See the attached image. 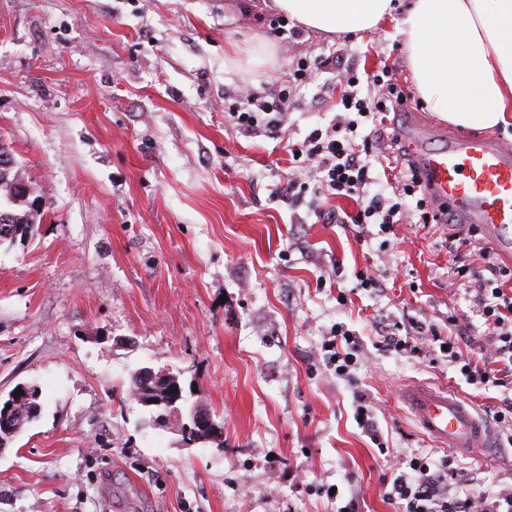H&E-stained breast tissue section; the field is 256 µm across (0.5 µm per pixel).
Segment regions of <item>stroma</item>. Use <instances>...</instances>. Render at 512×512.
<instances>
[{"mask_svg":"<svg viewBox=\"0 0 512 512\" xmlns=\"http://www.w3.org/2000/svg\"><path fill=\"white\" fill-rule=\"evenodd\" d=\"M271 15L265 0H0V144L42 197L32 239L0 244V398L25 383L40 402L0 448V512H338L352 498L395 512L393 460L446 454L404 385L448 388L491 424L501 389L383 351L372 329L453 315L482 344L473 296L448 272L465 225L359 233L314 215L352 200L292 207L277 193L289 141L334 118L335 74L297 87L278 137L224 114L225 91L265 92L333 53L362 73L392 66L412 101L399 131L446 145L463 131L417 95L401 15L343 39L292 22L284 40ZM365 269L385 293L354 289ZM337 322L363 338L387 453L357 428L353 386L323 364ZM144 366L180 374L188 400L222 419L223 448L149 424L130 391ZM451 456L457 491L512 488L511 445Z\"/></svg>","mask_w":512,"mask_h":512,"instance_id":"1","label":"stroma"}]
</instances>
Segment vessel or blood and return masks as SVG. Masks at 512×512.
<instances>
[{
  "instance_id": "1",
  "label": "vessel or blood",
  "mask_w": 512,
  "mask_h": 512,
  "mask_svg": "<svg viewBox=\"0 0 512 512\" xmlns=\"http://www.w3.org/2000/svg\"><path fill=\"white\" fill-rule=\"evenodd\" d=\"M426 196L452 205L462 223L480 225L501 252L512 250V154L495 141L462 137L437 149L421 135L405 134ZM420 428L441 447L469 452L484 438L471 404L445 388L410 384L402 392Z\"/></svg>"
}]
</instances>
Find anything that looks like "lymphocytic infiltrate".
<instances>
[{
  "label": "lymphocytic infiltrate",
  "instance_id": "f902f5d3",
  "mask_svg": "<svg viewBox=\"0 0 512 512\" xmlns=\"http://www.w3.org/2000/svg\"><path fill=\"white\" fill-rule=\"evenodd\" d=\"M336 72L341 89L335 104L341 122L326 128H314L300 141L289 143L291 177L283 190L289 200L312 194L315 197L348 198L357 202L354 212L340 213L318 210L316 216L326 223L350 224L363 227L378 225L381 231L395 232L398 224L453 223L452 208L437 212L424 194L414 166L399 169V184L395 196H387L379 173L374 166V152L381 142L397 144L396 134L387 133L384 123L387 114L397 112L405 99L404 91L393 80L390 69L359 77L354 68L346 66L337 56L298 61L293 68L297 81H305L313 72ZM293 103V92L277 88L258 96L247 95L245 101H233L227 119L239 130L263 131L277 135L284 113ZM366 125V134H358L359 125ZM469 238L455 235L450 239L449 261L459 277L465 278L467 288L474 294L484 317L487 344L480 357L464 353L461 343L467 336L466 327L456 317L443 324L425 325L416 321H398L380 325L376 333L387 350L410 357L420 354L413 344V334H426L441 347L442 357L456 363L461 374L473 384H492L509 390L492 413L493 421L512 431V268L500 264L493 252L480 250L484 271L470 274L463 263L470 256ZM358 336L334 324L321 350L327 365L338 378L354 381L360 364ZM406 472L396 476L388 498L398 512H512V492L495 496L474 497L452 493L458 473L450 461H434L431 456H411L406 460Z\"/></svg>",
  "mask_w": 512,
  "mask_h": 512
}]
</instances>
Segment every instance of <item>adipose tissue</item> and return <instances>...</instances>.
I'll return each mask as SVG.
<instances>
[{
	"label": "adipose tissue",
	"instance_id": "obj_1",
	"mask_svg": "<svg viewBox=\"0 0 512 512\" xmlns=\"http://www.w3.org/2000/svg\"><path fill=\"white\" fill-rule=\"evenodd\" d=\"M326 34L376 30L394 0H271ZM408 65L429 109L469 130L512 122V0H411L402 19Z\"/></svg>",
	"mask_w": 512,
	"mask_h": 512
}]
</instances>
